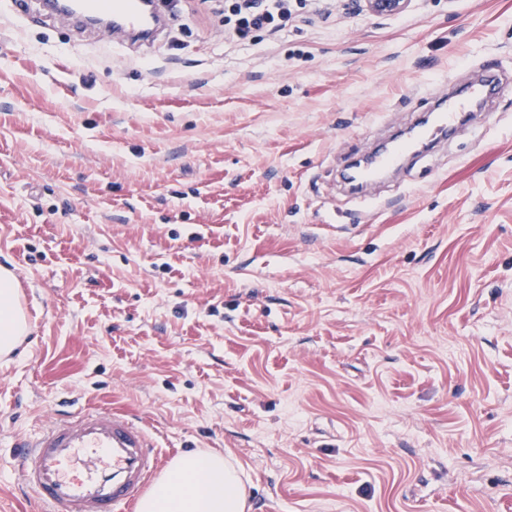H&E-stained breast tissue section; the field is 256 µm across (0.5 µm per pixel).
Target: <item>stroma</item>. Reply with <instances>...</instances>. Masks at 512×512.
I'll return each instance as SVG.
<instances>
[{"instance_id": "35a3bbf8", "label": "stroma", "mask_w": 512, "mask_h": 512, "mask_svg": "<svg viewBox=\"0 0 512 512\" xmlns=\"http://www.w3.org/2000/svg\"><path fill=\"white\" fill-rule=\"evenodd\" d=\"M224 34L181 0L111 36L0 0V512H41L16 442L72 405L242 468L250 512H512V87L368 193L352 159L475 63L512 0H324ZM358 5L359 10H365L373 15L387 16L406 11L412 0H351ZM0 355H10L29 331L26 313L18 302L12 271L0 267Z\"/></svg>"}]
</instances>
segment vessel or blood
Segmentation results:
<instances>
[{
  "label": "vessel or blood",
  "instance_id": "1",
  "mask_svg": "<svg viewBox=\"0 0 512 512\" xmlns=\"http://www.w3.org/2000/svg\"><path fill=\"white\" fill-rule=\"evenodd\" d=\"M74 16L112 19L116 28L148 41L158 19L143 0H67ZM504 72L484 68L479 79L440 103L433 123L417 135L433 142L452 130L477 102H489L503 87ZM409 143L396 141L392 152L373 155L364 172L374 181L397 167L410 153ZM19 480L32 489L50 512H124L135 503L169 460L137 422L123 415L84 407L55 417L33 440L20 442Z\"/></svg>",
  "mask_w": 512,
  "mask_h": 512
}]
</instances>
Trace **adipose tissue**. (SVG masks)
I'll return each mask as SVG.
<instances>
[{
    "mask_svg": "<svg viewBox=\"0 0 512 512\" xmlns=\"http://www.w3.org/2000/svg\"><path fill=\"white\" fill-rule=\"evenodd\" d=\"M29 331L15 278L0 271V355H10ZM247 493L235 464L218 452L178 456L136 512H246Z\"/></svg>",
    "mask_w": 512,
    "mask_h": 512,
    "instance_id": "obj_1",
    "label": "adipose tissue"
}]
</instances>
